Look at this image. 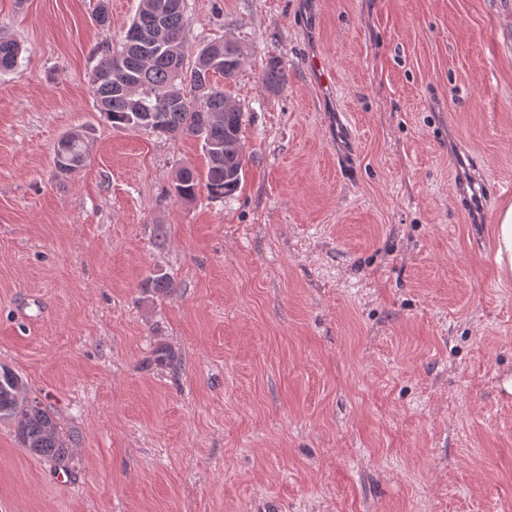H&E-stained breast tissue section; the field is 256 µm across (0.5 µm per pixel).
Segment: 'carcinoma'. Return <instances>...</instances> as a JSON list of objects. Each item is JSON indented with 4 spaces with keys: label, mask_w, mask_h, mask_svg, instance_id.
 I'll return each mask as SVG.
<instances>
[{
    "label": "carcinoma",
    "mask_w": 512,
    "mask_h": 512,
    "mask_svg": "<svg viewBox=\"0 0 512 512\" xmlns=\"http://www.w3.org/2000/svg\"><path fill=\"white\" fill-rule=\"evenodd\" d=\"M184 0H141L120 47L107 49L94 72L111 76L91 82L99 112L120 129H139L170 138L192 136L203 141L209 157L206 179L189 167L179 169L175 193L185 201L206 189L212 199L233 195L244 178L241 142L243 109L213 80L233 79L244 60L243 47L231 39L203 45L193 64H185L190 40L183 22ZM20 45L0 36V72L18 63ZM286 81L280 65L272 61L262 74L265 90L276 92ZM90 157L86 135L71 131L54 147L53 162L69 175ZM0 419H15L22 447L31 455L65 465V447L54 418L36 400L27 397L23 378L0 367Z\"/></svg>",
    "instance_id": "obj_1"
}]
</instances>
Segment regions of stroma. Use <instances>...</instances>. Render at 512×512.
<instances>
[{"label": "stroma", "instance_id": "35a3bbf8", "mask_svg": "<svg viewBox=\"0 0 512 512\" xmlns=\"http://www.w3.org/2000/svg\"><path fill=\"white\" fill-rule=\"evenodd\" d=\"M139 3L0 0V366L69 450L0 420V512H512V0H186L187 59L245 50V177L189 202L202 141L96 108ZM90 157L89 142L79 130L62 136L54 147L53 162L59 173L69 175L84 167ZM202 179L189 167L179 169L175 180V193L180 199L192 201L202 188ZM496 269L499 281H510L512 276V205L505 207L495 224Z\"/></svg>", "mask_w": 512, "mask_h": 512}]
</instances>
